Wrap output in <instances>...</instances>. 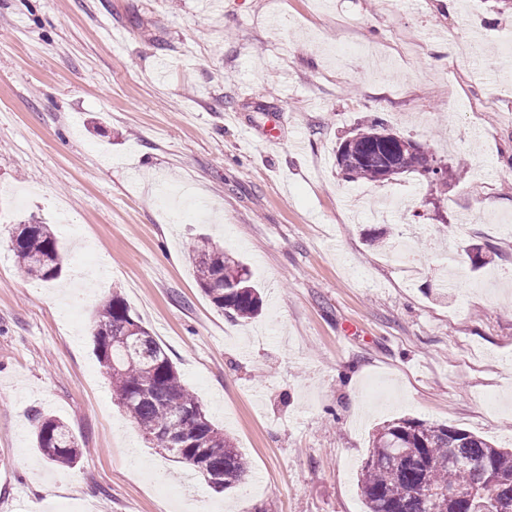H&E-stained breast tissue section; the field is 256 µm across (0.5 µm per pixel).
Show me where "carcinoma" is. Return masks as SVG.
Wrapping results in <instances>:
<instances>
[{"label": "carcinoma", "instance_id": "obj_1", "mask_svg": "<svg viewBox=\"0 0 512 512\" xmlns=\"http://www.w3.org/2000/svg\"><path fill=\"white\" fill-rule=\"evenodd\" d=\"M386 129L373 121L342 141L336 150L341 172L352 182H380L391 176L419 174L448 183L452 171L439 165L421 144L385 138ZM20 269L42 281L60 276L64 256L47 224H21L11 244ZM189 258L198 286L210 302L233 319H251L262 299L245 263L208 238L197 240ZM129 326L141 331L133 347L115 338ZM94 337L96 357L112 382V393L151 440L175 410L192 412L200 402L191 394L162 344L134 317L120 295L100 305ZM35 447L55 467H73L80 458L78 440L57 417L32 415ZM197 447L205 449L210 470L224 472L225 491L249 475L245 457L204 416L193 421ZM458 486L477 491L474 498L449 500L433 491ZM366 512H498L496 504L512 503V451L497 448L466 430L401 418L387 422L373 436L372 448L358 478Z\"/></svg>", "mask_w": 512, "mask_h": 512}]
</instances>
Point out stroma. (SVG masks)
I'll use <instances>...</instances> for the list:
<instances>
[{"instance_id": "35a3bbf8", "label": "stroma", "mask_w": 512, "mask_h": 512, "mask_svg": "<svg viewBox=\"0 0 512 512\" xmlns=\"http://www.w3.org/2000/svg\"><path fill=\"white\" fill-rule=\"evenodd\" d=\"M510 59L500 0H0V512H365L384 422L512 448ZM374 119L454 177L346 181L336 145ZM32 219L57 280L9 248ZM202 236L248 263L261 315L201 292ZM115 293L244 487L215 492L115 401L93 336ZM36 409L78 438L73 468L37 451ZM10 242L18 265L25 274L51 281L62 273L64 256L48 224H21L16 232V242Z\"/></svg>"}]
</instances>
